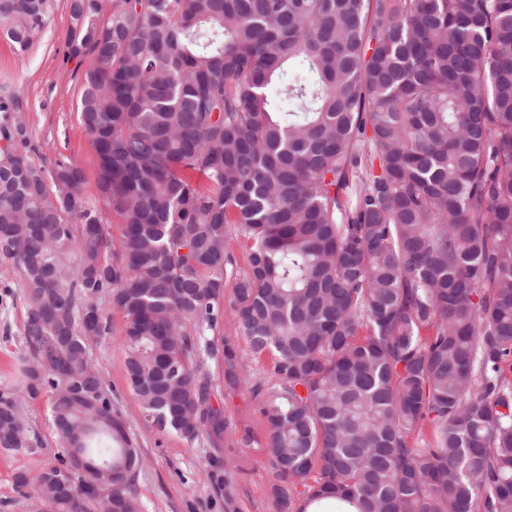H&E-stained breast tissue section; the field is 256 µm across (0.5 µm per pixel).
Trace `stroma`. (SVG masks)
<instances>
[{"label": "stroma", "mask_w": 512, "mask_h": 512, "mask_svg": "<svg viewBox=\"0 0 512 512\" xmlns=\"http://www.w3.org/2000/svg\"><path fill=\"white\" fill-rule=\"evenodd\" d=\"M70 0H51L48 25L25 55H17L0 38V99L20 97V118L28 129L33 159L44 163L57 154L77 160L85 172L84 195L98 197L96 154L78 123L77 105L92 54L66 55ZM234 283L226 281L224 317L212 340L231 345L242 367L241 381L229 386L224 362L209 363L215 398L224 407L227 434L220 448L205 440L187 443L148 420L128 391L123 365L124 316L110 310L112 333L90 344V356L112 388L114 404L127 433L140 448L145 467L137 480L142 512H277L273 489L280 479L268 450V423L261 413L260 385L268 380L271 356L254 355L233 309ZM27 306L24 282L11 261L0 258V392L14 390L21 379L18 358L23 348ZM24 417L41 445L37 453H0V512H28L15 476L36 473L55 461L59 440L48 415L47 397L27 401Z\"/></svg>", "instance_id": "stroma-1"}]
</instances>
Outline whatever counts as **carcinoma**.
<instances>
[{
    "label": "carcinoma",
    "instance_id": "1",
    "mask_svg": "<svg viewBox=\"0 0 512 512\" xmlns=\"http://www.w3.org/2000/svg\"><path fill=\"white\" fill-rule=\"evenodd\" d=\"M50 2L0 0L17 54ZM102 2L71 0L67 43L94 54L78 113L98 204L75 159L32 161L0 100V257L28 297L0 451L40 447L21 404L42 394L61 442L31 492L15 477L31 512L138 502L144 457L89 353L108 307L146 417L224 446L206 364L229 225L235 315L273 358L278 512H512V0H112L104 23ZM79 458L125 479L91 488Z\"/></svg>",
    "mask_w": 512,
    "mask_h": 512
}]
</instances>
